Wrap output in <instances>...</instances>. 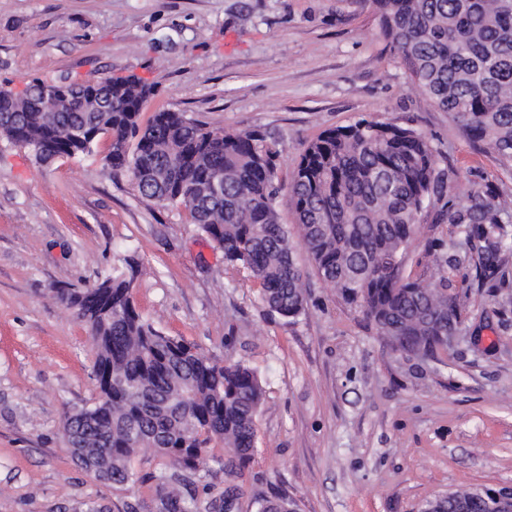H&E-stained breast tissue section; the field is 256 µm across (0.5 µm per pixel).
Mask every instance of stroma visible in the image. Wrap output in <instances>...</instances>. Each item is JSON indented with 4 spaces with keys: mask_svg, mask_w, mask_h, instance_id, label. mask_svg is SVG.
<instances>
[{
    "mask_svg": "<svg viewBox=\"0 0 512 512\" xmlns=\"http://www.w3.org/2000/svg\"><path fill=\"white\" fill-rule=\"evenodd\" d=\"M135 76L166 109L214 129L254 130L280 152L289 185L306 145L364 117L424 133L453 169L447 201L474 191L512 200V165L475 149L447 113L414 96L364 0H0V80L22 90ZM91 154L37 163L0 140V512H125L151 499L165 466L139 453L133 493L88 476L62 436L65 411L91 404L95 353L53 297L142 268L144 318L217 359H241L264 388L240 512L286 495L297 512H420L465 486L512 482V250L488 277L462 259L464 228L426 224L405 272L431 273L441 242L464 308L454 347L420 359L391 349L359 309L315 275L295 320L263 303L246 272L191 224L184 207L142 197Z\"/></svg>",
    "mask_w": 512,
    "mask_h": 512,
    "instance_id": "1",
    "label": "stroma"
}]
</instances>
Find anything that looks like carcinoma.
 I'll use <instances>...</instances> for the list:
<instances>
[{"label":"carcinoma","mask_w":512,"mask_h":512,"mask_svg":"<svg viewBox=\"0 0 512 512\" xmlns=\"http://www.w3.org/2000/svg\"><path fill=\"white\" fill-rule=\"evenodd\" d=\"M380 32L409 72L413 90L456 122L480 150L512 162V0H368ZM112 109L86 98L100 88L59 83L65 98L45 99V82H30L26 101L0 85V139L33 151L36 160L76 158L111 138L106 165L126 172L138 192L182 205L191 222L224 253L227 270H245L267 307L288 319L306 308L303 249L318 279L344 303L362 309L377 335L399 336L406 351L439 350L448 326L459 324L461 296L448 278L404 276L410 246L422 229L425 202L448 194V171L420 131L359 118L324 130L300 156L288 187L296 229L281 223L276 183L279 151L255 131L210 129L181 112L161 109L141 125L140 103L154 89L134 79H105ZM224 194L195 196L216 172ZM465 225L475 266L490 269L512 240V203L471 193L459 209L445 208L433 224ZM138 266L82 291L60 288L54 298L78 308L95 351L102 399L68 412L62 429L81 447L72 459L116 490L139 477L133 459L151 449L168 470L154 476L151 502L126 512H232L256 448L255 419L264 390L253 368L219 361L155 328L137 311L132 284ZM216 442L217 460L232 481L224 496L198 504L184 489L201 481ZM433 512H491L485 496L460 488L427 502ZM257 512H295L286 496L264 499Z\"/></svg>","instance_id":"1"}]
</instances>
